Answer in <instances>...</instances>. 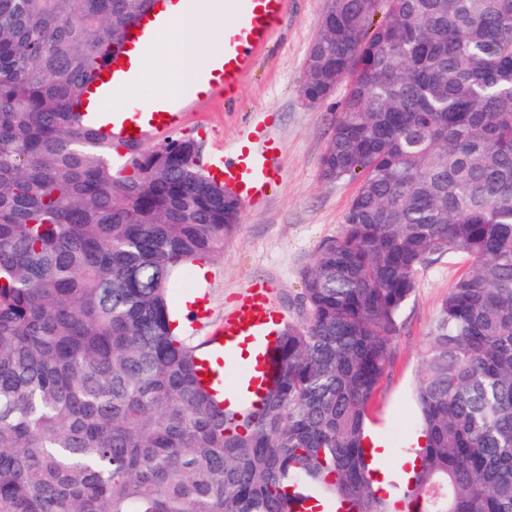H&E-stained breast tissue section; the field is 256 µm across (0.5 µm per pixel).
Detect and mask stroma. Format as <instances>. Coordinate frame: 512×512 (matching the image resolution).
<instances>
[{"label": "stroma", "instance_id": "stroma-1", "mask_svg": "<svg viewBox=\"0 0 512 512\" xmlns=\"http://www.w3.org/2000/svg\"><path fill=\"white\" fill-rule=\"evenodd\" d=\"M328 5L329 0H288L282 26L257 55L234 100L193 101L186 108L181 133L198 141L202 164L223 155L254 127L264 126L276 134L283 168L281 183L269 197L241 205L235 231L206 270L193 265L174 275L171 299L176 317L185 318L184 300L189 296L200 298L207 312L202 328L191 332L192 340L223 324L225 313L255 286L264 289L287 321H301L302 272L313 263L320 243L343 231L356 185L323 181L319 159L345 89L337 87L317 106L307 105L299 92L308 48ZM459 273L455 259L422 266L393 338V361L371 408L370 429L388 442L387 462L396 472L404 459L403 438L417 433L413 391L426 336Z\"/></svg>", "mask_w": 512, "mask_h": 512}]
</instances>
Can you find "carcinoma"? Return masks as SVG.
<instances>
[{
  "instance_id": "obj_1",
  "label": "carcinoma",
  "mask_w": 512,
  "mask_h": 512,
  "mask_svg": "<svg viewBox=\"0 0 512 512\" xmlns=\"http://www.w3.org/2000/svg\"><path fill=\"white\" fill-rule=\"evenodd\" d=\"M299 84L348 81L320 158L359 180L302 273L260 402L229 410L175 333L179 269L239 205L197 140L146 150L82 96L151 0H0V512H512V0H333ZM466 264L415 387L421 500L363 444L430 259Z\"/></svg>"
}]
</instances>
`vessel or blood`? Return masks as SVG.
<instances>
[{
  "instance_id": "b4317fda",
  "label": "vessel or blood",
  "mask_w": 512,
  "mask_h": 512,
  "mask_svg": "<svg viewBox=\"0 0 512 512\" xmlns=\"http://www.w3.org/2000/svg\"><path fill=\"white\" fill-rule=\"evenodd\" d=\"M287 0H225L224 10L234 21L224 29V54L198 73V93L208 98L232 99L257 53L279 26ZM166 0H157L154 12L143 16L127 33L125 49L113 58L92 95L102 94L119 76H132L136 59L153 48L159 35L171 26ZM183 120L181 104L167 98L149 108L132 123L113 122L108 131L122 140L163 139ZM216 172L241 201L250 203L266 195L282 178L280 147L270 132L256 130L238 144L232 157L218 161ZM284 314L271 305L263 291L253 290L236 309L224 316L222 328L201 344L202 377L215 391L231 388L236 401H259L273 377L274 340L269 325H282Z\"/></svg>"
}]
</instances>
